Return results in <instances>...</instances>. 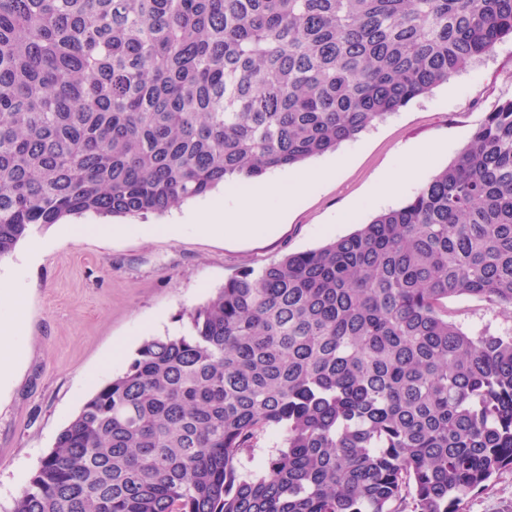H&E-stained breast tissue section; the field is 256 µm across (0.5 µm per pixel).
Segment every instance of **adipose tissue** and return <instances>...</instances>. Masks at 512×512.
Returning <instances> with one entry per match:
<instances>
[{"mask_svg": "<svg viewBox=\"0 0 512 512\" xmlns=\"http://www.w3.org/2000/svg\"><path fill=\"white\" fill-rule=\"evenodd\" d=\"M334 174V168L318 167L303 171L286 182L268 179L251 192H230L227 203H209L195 214L194 221L204 231L227 239L268 235L285 211L296 206Z\"/></svg>", "mask_w": 512, "mask_h": 512, "instance_id": "adipose-tissue-1", "label": "adipose tissue"}]
</instances>
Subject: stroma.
<instances>
[{"label": "stroma", "instance_id": "35a3bbf8", "mask_svg": "<svg viewBox=\"0 0 512 512\" xmlns=\"http://www.w3.org/2000/svg\"><path fill=\"white\" fill-rule=\"evenodd\" d=\"M507 98L511 39L336 152L310 159L313 167L335 165L336 175L288 211L271 237L228 240L205 233L185 221L200 207L196 199L143 221L81 216L38 228L31 240L21 241L0 261V278L26 293L23 357L0 385V512H9L57 433L125 369L145 338L185 331V311L228 278L318 248L399 207L457 156L487 112ZM433 143L444 144V151L392 199L379 200L378 178L399 170L412 150ZM143 223L156 227V234L144 236ZM33 241L45 246L35 264L26 257ZM448 310L476 332L512 328V318L472 298L449 300Z\"/></svg>", "mask_w": 512, "mask_h": 512}]
</instances>
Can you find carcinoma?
Returning <instances> with one entry per match:
<instances>
[{"label": "carcinoma", "instance_id": "cac0c4a2", "mask_svg": "<svg viewBox=\"0 0 512 512\" xmlns=\"http://www.w3.org/2000/svg\"><path fill=\"white\" fill-rule=\"evenodd\" d=\"M507 37L512 0H0V261L333 152ZM462 296L512 316V98L404 205L144 340L11 512H464L512 472V329ZM448 311L464 327L476 332L486 329L490 332H499L512 328V318L486 310L483 303L476 299H450L448 300Z\"/></svg>", "mask_w": 512, "mask_h": 512}]
</instances>
